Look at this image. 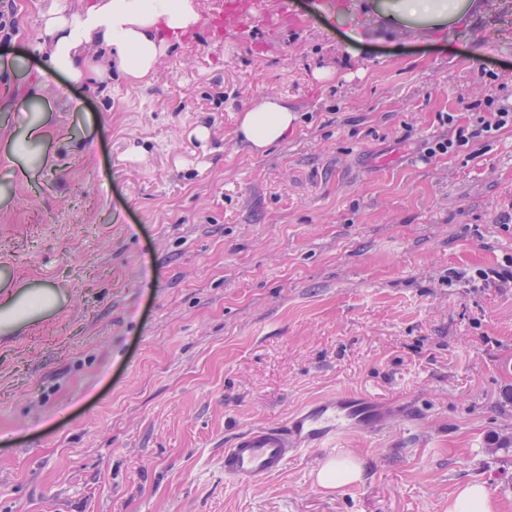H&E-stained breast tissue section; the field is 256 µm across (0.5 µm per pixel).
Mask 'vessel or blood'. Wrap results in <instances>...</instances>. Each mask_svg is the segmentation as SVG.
<instances>
[{"label":"vessel or blood","instance_id":"obj_1","mask_svg":"<svg viewBox=\"0 0 512 512\" xmlns=\"http://www.w3.org/2000/svg\"><path fill=\"white\" fill-rule=\"evenodd\" d=\"M360 412L350 398H332L288 419L282 427H259L239 435L224 451V477L251 486L280 472L291 453L322 446L331 435L354 427Z\"/></svg>","mask_w":512,"mask_h":512}]
</instances>
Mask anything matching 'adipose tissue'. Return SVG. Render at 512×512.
Returning a JSON list of instances; mask_svg holds the SVG:
<instances>
[{"label":"adipose tissue","mask_w":512,"mask_h":512,"mask_svg":"<svg viewBox=\"0 0 512 512\" xmlns=\"http://www.w3.org/2000/svg\"><path fill=\"white\" fill-rule=\"evenodd\" d=\"M471 8L472 0H448L444 7L437 0H406L389 17L439 29L465 21ZM39 16L36 48L42 75L62 74L89 83L104 81L116 71L134 83L147 81L166 47L163 30L183 31L199 21L191 0H47ZM294 120L287 99L265 96L241 114L239 141L251 151L267 149L287 136ZM8 285L0 278V288L7 292L0 302V333L19 329L62 302L50 284L25 285L12 293Z\"/></svg>","instance_id":"ef3b65f1"}]
</instances>
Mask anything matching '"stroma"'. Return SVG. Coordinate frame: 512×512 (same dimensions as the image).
Returning <instances> with one entry per match:
<instances>
[{"instance_id":"1","label":"stroma","mask_w":512,"mask_h":512,"mask_svg":"<svg viewBox=\"0 0 512 512\" xmlns=\"http://www.w3.org/2000/svg\"><path fill=\"white\" fill-rule=\"evenodd\" d=\"M215 2L149 82L48 93L42 0H11L0 274L68 300L0 334V512H448L471 481L512 512V126L421 158L512 109V0L438 31L391 24L394 0L337 23L259 0L221 35ZM270 92L296 120L252 153L238 117ZM340 395L375 425L225 481L239 433ZM345 457L362 480L319 486ZM512 124V112L508 109L499 108L498 112H494V118L487 120L484 116L477 118L475 129L472 130L470 136L464 135V129L459 131L456 140L433 136L431 140H426L423 145L422 158L428 160L438 155H445L458 148L463 147L469 142L470 137H491L495 132L506 126L508 122Z\"/></svg>"}]
</instances>
